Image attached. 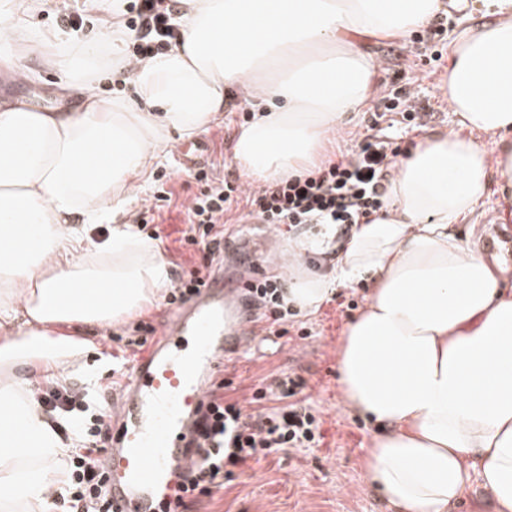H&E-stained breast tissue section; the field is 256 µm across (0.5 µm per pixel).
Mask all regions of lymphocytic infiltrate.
I'll return each mask as SVG.
<instances>
[{
    "label": "lymphocytic infiltrate",
    "instance_id": "f902f5d3",
    "mask_svg": "<svg viewBox=\"0 0 512 512\" xmlns=\"http://www.w3.org/2000/svg\"><path fill=\"white\" fill-rule=\"evenodd\" d=\"M174 0H132L125 27L134 38L136 59L168 51L175 37ZM402 149L390 138L368 134L351 153L335 162L282 179L259 190L242 191L237 181L213 177L199 170L200 185L185 207L186 227L180 242L203 251V263L172 279L168 303L186 302L205 284L212 266L224 254V218L234 203H243L249 217L276 228L287 225L298 234L313 225L337 226L348 236L354 224L377 213L384 205L387 186ZM269 334L278 336L293 311L288 307L284 284L275 277L258 282L250 291ZM227 380L209 395L211 422L201 434V453L180 486L173 503L160 512H189L200 498L212 496L232 480L237 469L262 453L282 448H314L323 438L319 411L302 397V379L283 373L256 388L245 411L239 400L225 397ZM110 422L105 412L86 410L76 430L84 451L70 462L73 512H107L106 480L102 469L107 452Z\"/></svg>",
    "mask_w": 512,
    "mask_h": 512
}]
</instances>
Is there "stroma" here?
Here are the masks:
<instances>
[{
    "mask_svg": "<svg viewBox=\"0 0 512 512\" xmlns=\"http://www.w3.org/2000/svg\"><path fill=\"white\" fill-rule=\"evenodd\" d=\"M480 17L466 19L454 11L438 22L442 32L432 35L423 28L408 40L384 39L372 47L383 62L379 75V91L365 112L335 136V152H350L361 133L371 124H378L383 134L400 135L401 147H414L418 137L427 132L457 129L458 120L448 109L439 91V80L448 65V45L456 33L468 24H480ZM404 88L410 90L413 111L423 118L422 126L405 127L401 114L384 112L383 100L390 92ZM60 97L67 108L81 103L78 94L63 89L53 75L44 73L31 82L0 74V100L7 96L38 103L40 96ZM249 105L239 95H232L217 123L202 132V139L212 144L210 157L201 167L219 176L236 178L240 170L232 159L234 143L242 129V114ZM153 176L140 188L131 202L139 208L142 200L156 187L155 174L168 178L167 187L174 193L175 202L164 209L156 226L163 236L161 249L168 261L171 276H179L198 265L201 252L183 248L178 238L184 227L183 201L199 186L189 168L180 165L175 153L169 152L155 160ZM500 210L495 198L486 199L483 206L455 230L464 240L479 242L489 256L512 265V243L497 240L496 227L500 223ZM369 288L355 283L338 288L332 299L324 303L313 315L298 314L297 325L306 327L307 338L296 336H268L256 331L247 346L231 354L227 361L225 378L234 382L233 397H250L253 388L261 386L272 376L286 372L300 376L304 382L303 395L322 416L323 441L315 448H285L278 453L262 455L238 471L233 481L225 483L223 490L213 498L203 499L193 512H394L386 500L367 486L361 461L365 455L374 428L359 414L340 404L337 352L345 325L363 308ZM171 305L159 300L139 313L137 320L111 328H92L89 337L108 354H125L128 363H135L139 355L124 349L122 339L131 333L136 321L160 327ZM126 381L125 372H113L103 367L94 385H87L81 373L61 376L60 384L78 396L98 397L106 394L102 409H111V395L119 394Z\"/></svg>",
    "mask_w": 512,
    "mask_h": 512,
    "instance_id": "35a3bbf8",
    "label": "stroma"
}]
</instances>
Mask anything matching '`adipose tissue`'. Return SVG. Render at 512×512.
<instances>
[{"mask_svg":"<svg viewBox=\"0 0 512 512\" xmlns=\"http://www.w3.org/2000/svg\"><path fill=\"white\" fill-rule=\"evenodd\" d=\"M486 23L448 49L440 91L461 132L423 135L397 164L386 204L350 236L289 243L290 306L316 313L335 288L372 283L341 337V403L377 426L362 468L396 512H449L480 479L512 512V267L455 224L491 191L512 206V0H462ZM40 0H0V70L37 57L81 106L0 103V512H52L67 494L63 440L29 375L54 377L93 349L70 327H112L170 282L162 251L122 213L152 161L203 132L240 92L254 113L233 147L251 180L320 163L376 90L366 49L405 39L445 0H181L166 53L131 65L134 99L94 85L122 62L127 30L94 37L31 26ZM109 237L95 239L98 224ZM335 252L324 276L307 254Z\"/></svg>","mask_w":512,"mask_h":512,"instance_id":"obj_1","label":"adipose tissue"}]
</instances>
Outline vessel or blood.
I'll return each instance as SVG.
<instances>
[{
	"instance_id": "vessel-or-blood-1",
	"label": "vessel or blood",
	"mask_w": 512,
	"mask_h": 512,
	"mask_svg": "<svg viewBox=\"0 0 512 512\" xmlns=\"http://www.w3.org/2000/svg\"><path fill=\"white\" fill-rule=\"evenodd\" d=\"M253 279L237 277L234 263H227L173 313L157 345L133 366L104 460L111 512H156L183 482L197 458L209 378L229 346H242L246 338L233 304L245 298Z\"/></svg>"
}]
</instances>
